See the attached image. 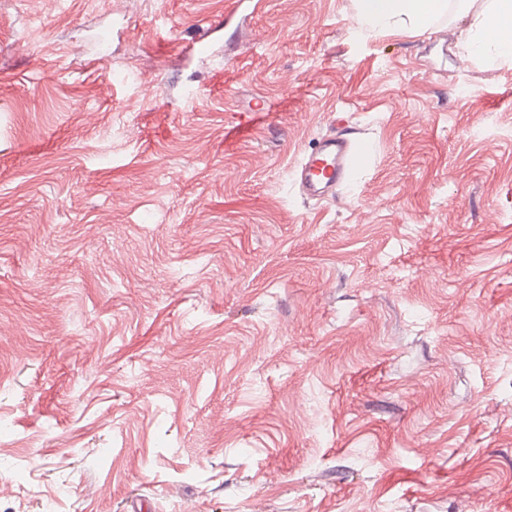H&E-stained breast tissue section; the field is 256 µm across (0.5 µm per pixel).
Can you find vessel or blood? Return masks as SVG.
<instances>
[{
	"label": "vessel or blood",
	"mask_w": 512,
	"mask_h": 512,
	"mask_svg": "<svg viewBox=\"0 0 512 512\" xmlns=\"http://www.w3.org/2000/svg\"><path fill=\"white\" fill-rule=\"evenodd\" d=\"M366 151L363 141L329 135L307 153L295 171L301 195L321 199L335 193L347 180L355 162Z\"/></svg>",
	"instance_id": "vessel-or-blood-1"
}]
</instances>
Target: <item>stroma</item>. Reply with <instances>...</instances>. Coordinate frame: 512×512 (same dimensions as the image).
Instances as JSON below:
<instances>
[{"instance_id": "obj_1", "label": "stroma", "mask_w": 512, "mask_h": 512, "mask_svg": "<svg viewBox=\"0 0 512 512\" xmlns=\"http://www.w3.org/2000/svg\"><path fill=\"white\" fill-rule=\"evenodd\" d=\"M353 12L0 0V512H512V68ZM365 151V143L357 139L336 135L321 138L316 149L302 158L295 171L301 195L321 199L334 194Z\"/></svg>"}]
</instances>
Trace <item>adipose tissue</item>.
<instances>
[{"mask_svg":"<svg viewBox=\"0 0 512 512\" xmlns=\"http://www.w3.org/2000/svg\"><path fill=\"white\" fill-rule=\"evenodd\" d=\"M354 22L371 34H422L447 15L448 0H354ZM472 22L457 41L463 59L512 67V0H463Z\"/></svg>","mask_w":512,"mask_h":512,"instance_id":"1","label":"adipose tissue"}]
</instances>
